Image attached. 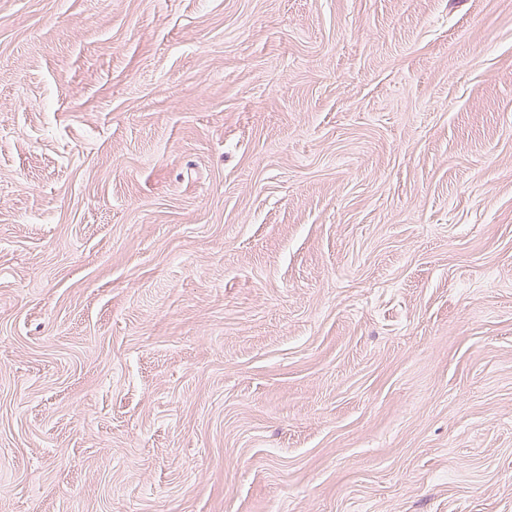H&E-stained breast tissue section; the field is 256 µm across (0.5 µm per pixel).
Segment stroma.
Here are the masks:
<instances>
[{"label":"stroma","instance_id":"35a3bbf8","mask_svg":"<svg viewBox=\"0 0 512 512\" xmlns=\"http://www.w3.org/2000/svg\"><path fill=\"white\" fill-rule=\"evenodd\" d=\"M0 512H512V0H0Z\"/></svg>","mask_w":512,"mask_h":512}]
</instances>
